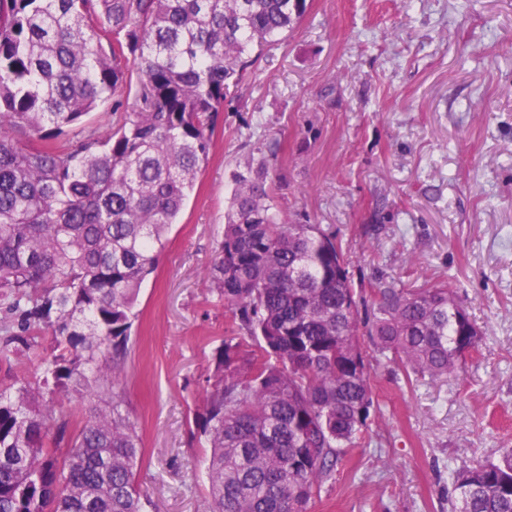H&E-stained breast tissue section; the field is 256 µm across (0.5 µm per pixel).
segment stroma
Wrapping results in <instances>:
<instances>
[{"mask_svg": "<svg viewBox=\"0 0 512 512\" xmlns=\"http://www.w3.org/2000/svg\"><path fill=\"white\" fill-rule=\"evenodd\" d=\"M242 93L138 296L119 388L138 484L159 512H208L209 451L186 439L230 320L206 272L256 132L281 144L285 220L334 231L355 279L447 282L487 330L461 377L375 363L383 440L346 449L310 512H448L449 469L512 448V0H309Z\"/></svg>", "mask_w": 512, "mask_h": 512, "instance_id": "35a3bbf8", "label": "stroma"}]
</instances>
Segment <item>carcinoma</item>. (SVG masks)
Masks as SVG:
<instances>
[{
  "label": "carcinoma",
  "instance_id": "1",
  "mask_svg": "<svg viewBox=\"0 0 512 512\" xmlns=\"http://www.w3.org/2000/svg\"><path fill=\"white\" fill-rule=\"evenodd\" d=\"M308 0H0V512H145L138 425L119 414L142 283L209 160L220 114ZM124 120L64 150L108 100ZM32 135L37 146L21 143ZM277 142L249 155L208 269L230 316L191 438L209 512H309L371 437L373 362L466 372L485 331L443 282L355 286L336 233L275 204ZM106 405L74 423L56 395ZM448 512H512V448L448 470ZM44 339L42 342V348L37 353L26 352L19 358V363L13 366V369L9 371V368L5 365L0 366V383L9 384L14 381L15 378H22L23 376H31L34 374L37 366L39 365L41 356L50 351V335H43Z\"/></svg>",
  "mask_w": 512,
  "mask_h": 512
}]
</instances>
